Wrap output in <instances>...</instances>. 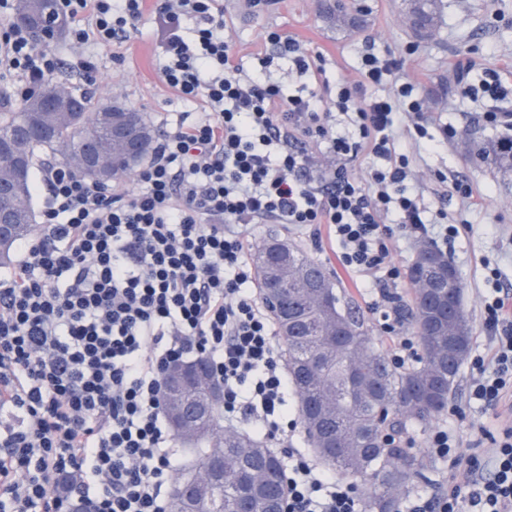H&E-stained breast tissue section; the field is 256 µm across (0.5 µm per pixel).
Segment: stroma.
<instances>
[{
	"mask_svg": "<svg viewBox=\"0 0 512 512\" xmlns=\"http://www.w3.org/2000/svg\"><path fill=\"white\" fill-rule=\"evenodd\" d=\"M333 0H269L263 9L250 0H224V16L237 58L243 67H251L254 53L264 47V34L276 30L303 42L313 53H323L329 76H354L365 44L374 50H392L405 57L404 71L419 83L429 101V119L459 128V135L442 144L426 157L415 189L423 192L426 203L445 209L450 218L461 222L452 264L462 281V301L473 327V340H482L481 259L497 258L504 287L512 289V173L499 172L478 154L463 128L485 110L482 102L457 96V77L449 63L470 65V80H478L483 65H495L503 79L512 81V0H441L440 17L429 36L422 37L410 27L402 0H359L364 8L363 21L356 27L338 24L328 13ZM158 42L152 10L143 19L124 49V61L112 62L101 55L91 94L101 101H118L148 116L155 130L178 113L193 111V104L181 101L159 78ZM446 181L436 179V172ZM466 180L476 203L460 206L453 194V179ZM282 239L298 246L324 264L336 278L340 291L354 311L362 315L376 348L391 354L396 341L381 332L380 316L370 308L354 285L350 274L335 258L326 236L282 231ZM470 379L468 367H461L449 402L461 405L462 414L453 423L462 447H469L478 426L499 430L512 422V412L499 407L497 413L467 405Z\"/></svg>",
	"mask_w": 512,
	"mask_h": 512,
	"instance_id": "stroma-1",
	"label": "stroma"
}]
</instances>
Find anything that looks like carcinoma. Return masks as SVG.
Masks as SVG:
<instances>
[{"label":"carcinoma","mask_w":512,"mask_h":512,"mask_svg":"<svg viewBox=\"0 0 512 512\" xmlns=\"http://www.w3.org/2000/svg\"><path fill=\"white\" fill-rule=\"evenodd\" d=\"M406 7L412 28L420 35L434 25L440 11L439 0H409ZM53 8L54 0H17L13 18L52 16ZM50 89L69 102L70 110L49 109L34 96L17 110L0 107V139L13 137L34 119L51 131L48 137L34 136L24 142V167L0 159V187L12 190V198L27 214V223L0 241V266L14 262L15 246L34 231V170L43 158H57L66 165L92 150L120 178L146 158L155 139L154 129L142 113L122 103H101L65 85ZM102 112H112L137 127L138 154H129L123 143L99 125ZM480 156L501 172L511 173L512 139L483 147ZM281 244L283 241L272 236L258 251L256 281L259 297L273 316L285 348L288 379L307 443L325 467L368 485L365 512H399V493L422 474L425 462L407 455L402 443H391L384 435H400L409 426L424 430L448 408V396L467 356L472 332L461 302L463 284L458 278L445 280L437 290H428L421 260L433 258L446 269L448 257L428 244L419 247L410 266V323L417 331L430 319L434 297L442 301V312L433 330L420 337L422 355L417 363L397 368L372 346L365 320L353 314L322 263L291 246L287 247L288 267L268 262L265 254ZM312 276L321 281V302L306 288ZM164 411L174 438L194 447L197 454L185 466L186 485L193 483L197 471L209 461L224 458V481L195 503L194 512H237L243 481L253 491L249 512H268V487L285 494L279 455L254 433L221 432V407L209 412L193 437L176 428L169 408Z\"/></svg>","instance_id":"obj_1"}]
</instances>
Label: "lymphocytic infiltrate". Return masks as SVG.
I'll use <instances>...</instances> for the list:
<instances>
[{
	"label": "lymphocytic infiltrate",
	"mask_w": 512,
	"mask_h": 512,
	"mask_svg": "<svg viewBox=\"0 0 512 512\" xmlns=\"http://www.w3.org/2000/svg\"><path fill=\"white\" fill-rule=\"evenodd\" d=\"M144 0H56L73 21L70 59L21 29L0 39V79L13 99L62 69L91 76L113 61L141 21ZM161 81L194 104L156 141L138 190L115 192L67 168L44 167L41 231L19 242L20 264L0 277V512H168L175 450L164 416L165 368L194 353L222 385L228 425L274 439L296 429L274 321L249 289L246 224L326 227L339 264L395 336V365L415 339L403 330L397 238L450 252L459 236L409 183L418 152L457 135L429 131L427 103L404 60L365 48L355 78L324 80L326 59L268 31L244 71L222 0H156ZM192 33H185L186 22ZM287 67L296 87L284 92ZM407 135L415 154L400 151ZM368 177H354L358 161ZM483 345L471 354L470 402L512 397V290L483 260ZM448 488L406 512H512V426L491 447L458 453L454 429L426 437ZM285 512H357V482L291 448Z\"/></svg>",
	"instance_id": "1"
}]
</instances>
